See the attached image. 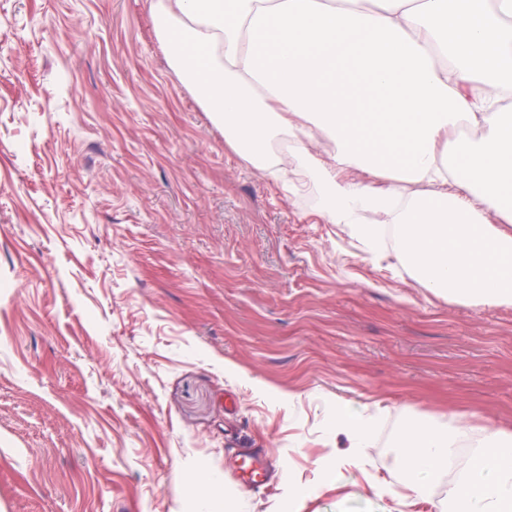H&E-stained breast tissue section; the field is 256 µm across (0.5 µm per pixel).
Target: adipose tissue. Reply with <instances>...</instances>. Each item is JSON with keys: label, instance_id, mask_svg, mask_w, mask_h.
<instances>
[{"label": "adipose tissue", "instance_id": "ef3b65f1", "mask_svg": "<svg viewBox=\"0 0 512 512\" xmlns=\"http://www.w3.org/2000/svg\"><path fill=\"white\" fill-rule=\"evenodd\" d=\"M154 17L229 149L276 180L302 170L331 223L432 294L512 307V0H156ZM461 122L477 136L449 139ZM285 136L287 157L272 150ZM403 181L425 189L404 196ZM385 413L337 406L348 463L373 447ZM476 429L466 413L405 418L394 436L405 492L376 481L374 495L431 503L458 439ZM478 430L483 448L439 512H512V429Z\"/></svg>", "mask_w": 512, "mask_h": 512}]
</instances>
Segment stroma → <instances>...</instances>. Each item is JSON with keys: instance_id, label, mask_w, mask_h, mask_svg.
Listing matches in <instances>:
<instances>
[{"instance_id": "obj_1", "label": "stroma", "mask_w": 512, "mask_h": 512, "mask_svg": "<svg viewBox=\"0 0 512 512\" xmlns=\"http://www.w3.org/2000/svg\"><path fill=\"white\" fill-rule=\"evenodd\" d=\"M155 2L0 0V512H195L200 479L385 512L404 413L512 428V308L431 294L226 147ZM340 402L389 409L343 468ZM244 448L289 469L243 487Z\"/></svg>"}]
</instances>
